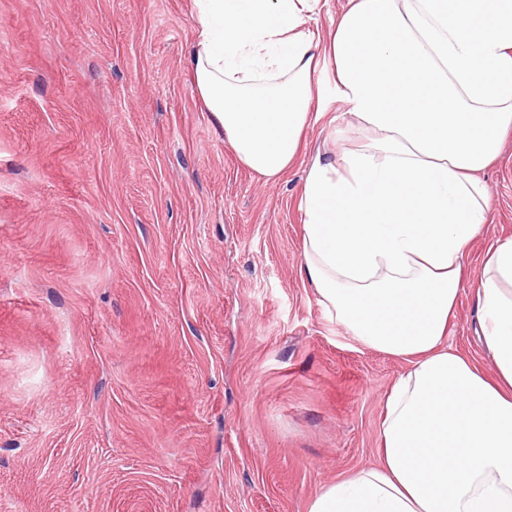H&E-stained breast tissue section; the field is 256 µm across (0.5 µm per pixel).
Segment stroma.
Here are the masks:
<instances>
[{"instance_id": "obj_1", "label": "stroma", "mask_w": 512, "mask_h": 512, "mask_svg": "<svg viewBox=\"0 0 512 512\" xmlns=\"http://www.w3.org/2000/svg\"><path fill=\"white\" fill-rule=\"evenodd\" d=\"M191 0H0V512H308L380 458L405 360L300 275L316 147L262 182L203 109ZM448 346L485 372L476 290L512 239V132L481 174Z\"/></svg>"}]
</instances>
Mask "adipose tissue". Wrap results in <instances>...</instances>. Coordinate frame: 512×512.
<instances>
[{"mask_svg":"<svg viewBox=\"0 0 512 512\" xmlns=\"http://www.w3.org/2000/svg\"><path fill=\"white\" fill-rule=\"evenodd\" d=\"M200 101L230 148L282 179L333 101L370 134L316 150L299 209L301 273L365 346L407 359L385 400L378 465L308 512H512V239L476 291L480 370L447 343L464 251L487 222L479 178L512 129V0H193Z\"/></svg>","mask_w":512,"mask_h":512,"instance_id":"1","label":"adipose tissue"}]
</instances>
